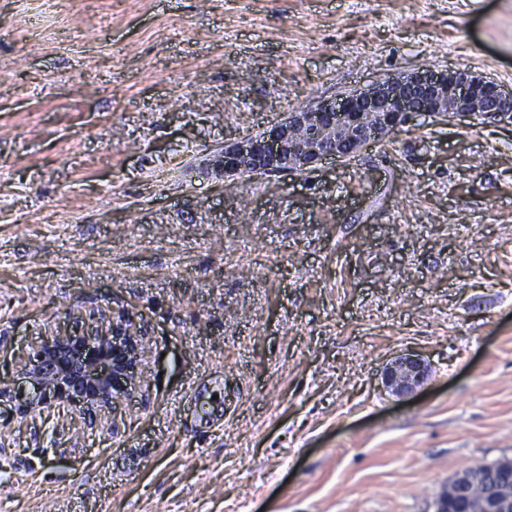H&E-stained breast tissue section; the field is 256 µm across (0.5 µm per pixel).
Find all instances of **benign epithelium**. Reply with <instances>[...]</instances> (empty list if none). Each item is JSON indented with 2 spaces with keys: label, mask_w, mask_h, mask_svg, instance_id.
<instances>
[{
  "label": "benign epithelium",
  "mask_w": 512,
  "mask_h": 512,
  "mask_svg": "<svg viewBox=\"0 0 512 512\" xmlns=\"http://www.w3.org/2000/svg\"><path fill=\"white\" fill-rule=\"evenodd\" d=\"M512 119V90L466 70H420L391 76L334 100L297 108L262 130L226 142L211 166L225 177L308 173L327 159L350 158L399 128L437 116ZM142 336L132 319L121 316L93 339L64 334L45 342L22 368L27 387L0 385V403H13L24 417L65 406L79 408L96 425L101 411L124 394L140 363ZM428 366L417 356L392 360L382 374L383 388L395 396L414 393ZM485 512H506L507 504L474 493Z\"/></svg>",
  "instance_id": "1"
}]
</instances>
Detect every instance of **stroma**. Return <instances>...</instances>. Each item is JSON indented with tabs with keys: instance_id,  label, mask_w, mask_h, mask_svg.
I'll return each instance as SVG.
<instances>
[{
	"instance_id": "1",
	"label": "stroma",
	"mask_w": 512,
	"mask_h": 512,
	"mask_svg": "<svg viewBox=\"0 0 512 512\" xmlns=\"http://www.w3.org/2000/svg\"><path fill=\"white\" fill-rule=\"evenodd\" d=\"M461 68L512 88V0H0V380L122 313L145 345L97 430L0 405V501L435 512L512 457V120H422L311 174L210 167L309 101ZM408 352L426 380L382 391ZM503 472H507L508 478L512 474V458L502 457L489 463H479L470 466L460 473H457L448 483V485H456L462 483L463 490L469 489L472 484L487 485L488 481L492 480Z\"/></svg>"
}]
</instances>
